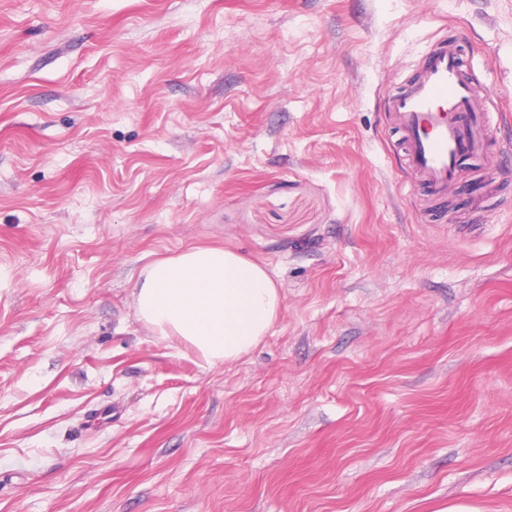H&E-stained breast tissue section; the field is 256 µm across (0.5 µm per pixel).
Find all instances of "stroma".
<instances>
[{"label": "stroma", "mask_w": 512, "mask_h": 512, "mask_svg": "<svg viewBox=\"0 0 512 512\" xmlns=\"http://www.w3.org/2000/svg\"><path fill=\"white\" fill-rule=\"evenodd\" d=\"M509 116L439 220L387 97ZM512 0H0V512H512ZM193 245L283 297L240 360L139 320Z\"/></svg>", "instance_id": "stroma-1"}]
</instances>
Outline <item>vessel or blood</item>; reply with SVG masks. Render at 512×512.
<instances>
[{
	"label": "vessel or blood",
	"instance_id": "b4317fda",
	"mask_svg": "<svg viewBox=\"0 0 512 512\" xmlns=\"http://www.w3.org/2000/svg\"><path fill=\"white\" fill-rule=\"evenodd\" d=\"M491 96H476L458 45L442 41L415 74L386 100L390 125L409 177L428 201L447 198L463 172L483 170L490 158Z\"/></svg>",
	"mask_w": 512,
	"mask_h": 512
}]
</instances>
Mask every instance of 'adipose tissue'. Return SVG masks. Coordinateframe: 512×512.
Listing matches in <instances>:
<instances>
[{
	"mask_svg": "<svg viewBox=\"0 0 512 512\" xmlns=\"http://www.w3.org/2000/svg\"><path fill=\"white\" fill-rule=\"evenodd\" d=\"M138 317L204 365L240 360L271 332L283 299L266 270L221 247H190L149 263L135 290Z\"/></svg>",
	"mask_w": 512,
	"mask_h": 512,
	"instance_id": "1",
	"label": "adipose tissue"
}]
</instances>
